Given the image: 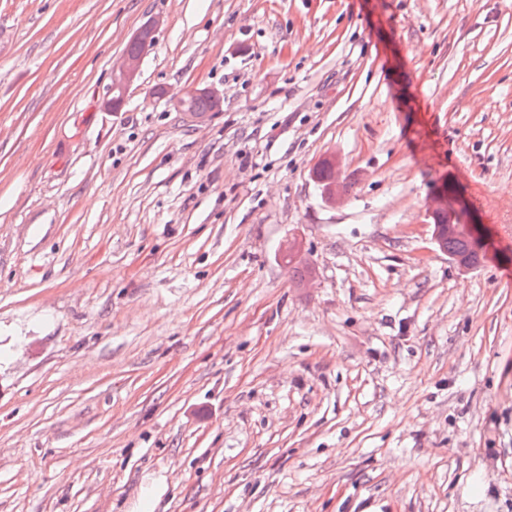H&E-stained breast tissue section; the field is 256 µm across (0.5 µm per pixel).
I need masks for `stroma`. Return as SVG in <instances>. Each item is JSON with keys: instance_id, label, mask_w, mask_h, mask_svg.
Instances as JSON below:
<instances>
[{"instance_id": "35a3bbf8", "label": "stroma", "mask_w": 512, "mask_h": 512, "mask_svg": "<svg viewBox=\"0 0 512 512\" xmlns=\"http://www.w3.org/2000/svg\"><path fill=\"white\" fill-rule=\"evenodd\" d=\"M0 512H512V0H0ZM159 24V18L150 19L133 38V40H138L141 43H129L121 60L112 66V83L109 87L108 95L110 98L106 101V105L109 108H112V105L123 100L131 86L136 82L140 71L142 56L150 47L151 37ZM142 44L144 45L143 51ZM316 178L322 184V186L324 185L323 182H328L336 178V181L331 182L330 184L323 187L324 195L328 200L336 201V199H343L345 197L343 185L339 181L338 175L335 172V165L333 168L330 163L324 162L316 170ZM430 215L435 218L440 215H447L448 220L445 222L444 216L436 218L433 225L432 242L443 252L445 250L441 247L444 239V246L448 250V254H462L453 255L451 258L462 269H470L476 265L469 256L463 255L469 253L473 260L480 263L482 256H479L475 251L476 244L468 237L453 236L460 233L470 232L476 240L482 239L481 228L475 222L473 217L468 213L465 203L460 200L455 194L448 193V189L441 188L433 196L430 206ZM445 222V223H444ZM444 223V224H442Z\"/></svg>"}]
</instances>
